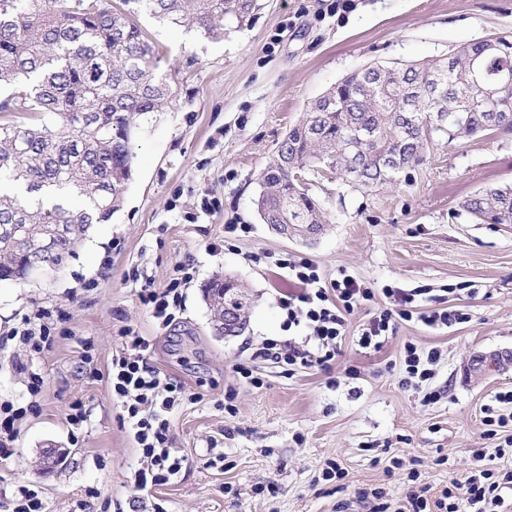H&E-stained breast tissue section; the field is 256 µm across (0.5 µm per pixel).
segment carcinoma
I'll return each mask as SVG.
<instances>
[{
  "label": "carcinoma",
  "instance_id": "cac0c4a2",
  "mask_svg": "<svg viewBox=\"0 0 512 512\" xmlns=\"http://www.w3.org/2000/svg\"><path fill=\"white\" fill-rule=\"evenodd\" d=\"M257 0H0V282L30 277L24 240L58 236L71 256L122 204L141 122L182 103L181 69L141 26L147 15L205 40L242 25ZM512 38L494 35L422 63L371 62L311 103L258 177L265 224L321 233L322 204L308 176L325 170L372 190L422 163L435 140L512 130ZM483 223L512 224V185L463 202ZM224 278L205 287L224 310Z\"/></svg>",
  "mask_w": 512,
  "mask_h": 512
}]
</instances>
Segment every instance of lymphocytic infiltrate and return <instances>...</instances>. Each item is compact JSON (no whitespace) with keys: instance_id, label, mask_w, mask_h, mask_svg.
<instances>
[{"instance_id":"f902f5d3","label":"lymphocytic infiltrate","mask_w":512,"mask_h":512,"mask_svg":"<svg viewBox=\"0 0 512 512\" xmlns=\"http://www.w3.org/2000/svg\"><path fill=\"white\" fill-rule=\"evenodd\" d=\"M274 265L284 271L293 284L292 289L277 300L289 337L261 341L233 366L237 377L257 388L262 387L263 381L255 368L262 362L287 373L300 368H329L348 333L350 316L379 294L390 299L391 304L363 324L358 344L364 349H380L402 321L414 320L433 329H448L470 320L469 313L456 306L421 310L413 291L389 287L378 291L349 275L325 280L318 266L305 257L284 255L275 259ZM177 271V277L166 286L155 288L142 283L138 291L140 302L163 327L175 321L177 312L182 309L183 290L193 279L189 264L179 265ZM63 317L59 309L41 307L24 315L10 331V340L19 343L28 356L17 368L25 375L30 401L24 407L10 401L0 403L1 459L12 453L10 445L17 438V422L37 407L36 399L43 390L44 378L34 370L32 361L52 345L54 322ZM299 336L312 339L313 347L296 345L295 339ZM151 351L149 339L126 334L123 348L112 357L110 373L112 399L122 409L120 420L141 454V465L131 478L137 492L166 484L181 472L183 459L171 446L170 416L192 398L182 382L162 375L150 365ZM407 483L402 503L393 511L384 503L382 489L360 491L358 499L366 505L367 512H503L508 496L512 495V470L488 467L485 453L480 452L463 479L451 480L438 498H431L430 488L421 482L417 468H409Z\"/></svg>"}]
</instances>
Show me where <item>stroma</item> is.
Here are the masks:
<instances>
[{"mask_svg":"<svg viewBox=\"0 0 512 512\" xmlns=\"http://www.w3.org/2000/svg\"><path fill=\"white\" fill-rule=\"evenodd\" d=\"M141 23L163 65L197 54L175 112H158L137 135V158L122 208L94 225L76 253L50 277L0 285V338L40 307H59L55 341L34 366L45 388L22 422L13 457L0 461V512H12L20 487L39 490L46 512H116L133 496L140 464L119 422L109 373L123 330L148 338L152 365L180 378L199 399L171 417L173 446L185 459L180 477L143 495L151 512H336L362 488H383L391 504L407 490L393 459H415L432 495L462 478L476 451L493 467L499 437L483 435L482 409L512 388V357L484 375L477 356L512 354V224L475 222L461 206L487 186L512 183V131L440 142L401 182L367 192L332 172L312 179L310 193L327 222L314 241L287 239L261 221L258 175L306 106L371 61L439 59L457 45L499 33L512 36V0H353L338 13L332 0H259L254 17L228 26L222 40L201 41L182 27ZM250 225L247 236L224 227ZM314 260L327 278L348 274L371 287L422 289L423 308L445 302L469 322L432 329L400 322L381 350L360 348L357 334L384 297L351 317L341 353L329 369L292 374L263 365L262 387L237 378L234 364L266 338L287 333L276 298L288 289L270 263L281 254ZM194 266L176 325H158L138 297L131 271L155 286ZM235 278L251 299L244 330L215 332L205 286ZM92 348H85V340ZM437 348L432 386L442 398L423 404L405 386L404 342ZM23 353L0 347V400L26 403ZM234 391L236 416L224 412ZM80 401L90 413L79 439L66 420ZM222 462L210 463L209 441ZM337 461L342 480L323 470Z\"/></svg>","mask_w":512,"mask_h":512,"instance_id":"35a3bbf8","label":"stroma"}]
</instances>
